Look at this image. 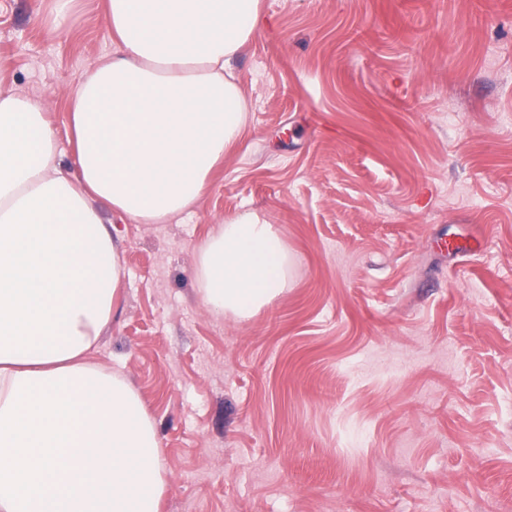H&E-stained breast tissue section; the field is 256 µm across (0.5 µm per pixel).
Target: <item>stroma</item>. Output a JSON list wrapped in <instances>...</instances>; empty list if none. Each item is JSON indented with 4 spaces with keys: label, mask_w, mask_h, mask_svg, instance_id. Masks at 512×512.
I'll return each instance as SVG.
<instances>
[{
    "label": "stroma",
    "mask_w": 512,
    "mask_h": 512,
    "mask_svg": "<svg viewBox=\"0 0 512 512\" xmlns=\"http://www.w3.org/2000/svg\"><path fill=\"white\" fill-rule=\"evenodd\" d=\"M55 8L0 0V90L61 136L112 37L101 0ZM261 10L201 201L106 217L122 275L94 359L147 407L160 512H512V0ZM248 210L288 286L217 316L197 255Z\"/></svg>",
    "instance_id": "stroma-1"
}]
</instances>
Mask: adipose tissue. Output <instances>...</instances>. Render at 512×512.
Wrapping results in <instances>:
<instances>
[{
	"label": "adipose tissue",
	"instance_id": "obj_1",
	"mask_svg": "<svg viewBox=\"0 0 512 512\" xmlns=\"http://www.w3.org/2000/svg\"><path fill=\"white\" fill-rule=\"evenodd\" d=\"M112 54L70 94L65 139L42 104L0 91V512H159L153 422L90 364L119 299L102 208L157 224L203 197L240 137L235 64L260 0H103ZM77 173L62 169V143ZM202 303L248 317L288 282L261 216L219 225L198 253Z\"/></svg>",
	"mask_w": 512,
	"mask_h": 512
}]
</instances>
